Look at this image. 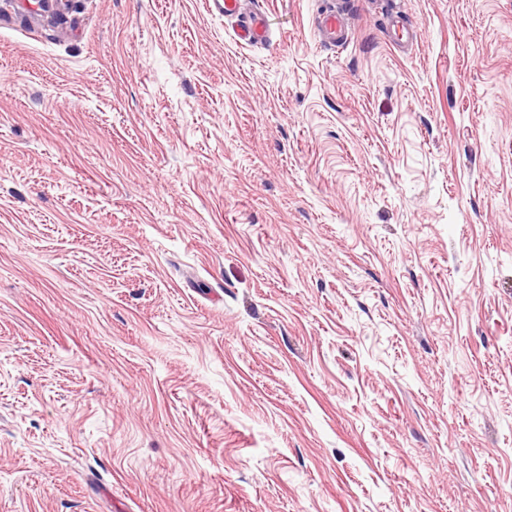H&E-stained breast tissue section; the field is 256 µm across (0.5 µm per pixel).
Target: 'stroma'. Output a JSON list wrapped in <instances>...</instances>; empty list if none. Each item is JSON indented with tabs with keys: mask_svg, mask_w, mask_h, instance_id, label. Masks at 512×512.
<instances>
[{
	"mask_svg": "<svg viewBox=\"0 0 512 512\" xmlns=\"http://www.w3.org/2000/svg\"><path fill=\"white\" fill-rule=\"evenodd\" d=\"M247 5L0 0V512H512V0ZM316 31L320 40L326 44L336 45L343 41L342 31L345 23L342 14L336 12V4L323 11L318 17ZM235 30L236 38L244 44H255L268 38L263 18L259 14L249 15Z\"/></svg>",
	"mask_w": 512,
	"mask_h": 512,
	"instance_id": "stroma-1",
	"label": "stroma"
}]
</instances>
